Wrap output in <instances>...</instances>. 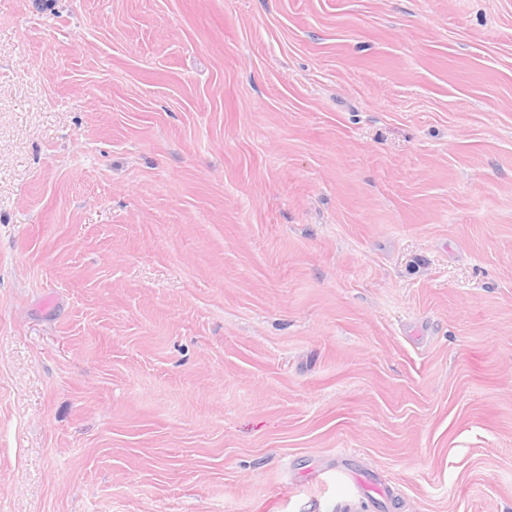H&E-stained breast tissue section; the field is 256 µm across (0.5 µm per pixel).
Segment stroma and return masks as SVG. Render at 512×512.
Listing matches in <instances>:
<instances>
[{
  "label": "stroma",
  "instance_id": "stroma-1",
  "mask_svg": "<svg viewBox=\"0 0 512 512\" xmlns=\"http://www.w3.org/2000/svg\"><path fill=\"white\" fill-rule=\"evenodd\" d=\"M0 512H512V0H0Z\"/></svg>",
  "mask_w": 512,
  "mask_h": 512
}]
</instances>
